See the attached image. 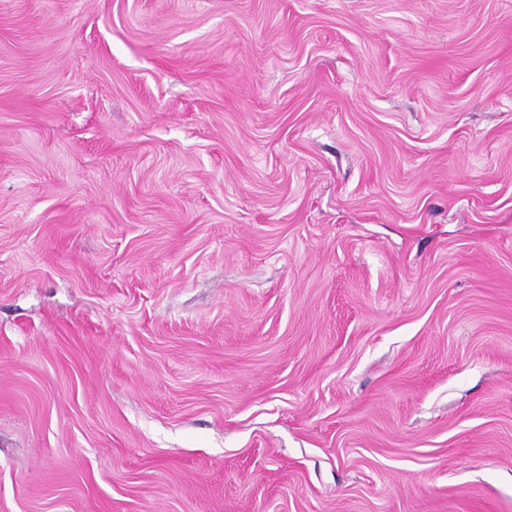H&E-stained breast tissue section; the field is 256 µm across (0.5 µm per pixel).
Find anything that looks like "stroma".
<instances>
[{
	"label": "stroma",
	"instance_id": "1",
	"mask_svg": "<svg viewBox=\"0 0 512 512\" xmlns=\"http://www.w3.org/2000/svg\"><path fill=\"white\" fill-rule=\"evenodd\" d=\"M0 512H512V0H0Z\"/></svg>",
	"mask_w": 512,
	"mask_h": 512
}]
</instances>
